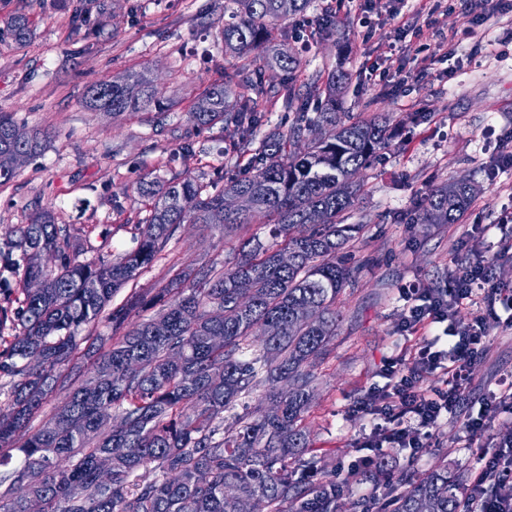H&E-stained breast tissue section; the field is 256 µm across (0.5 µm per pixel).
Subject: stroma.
Instances as JSON below:
<instances>
[{
    "label": "stroma",
    "mask_w": 512,
    "mask_h": 512,
    "mask_svg": "<svg viewBox=\"0 0 512 512\" xmlns=\"http://www.w3.org/2000/svg\"><path fill=\"white\" fill-rule=\"evenodd\" d=\"M485 8L491 18L473 38L464 34L460 10L430 15L419 0H399L408 29L401 42L393 39L384 5L370 10L363 0H312L304 15L281 24L278 41L300 58L302 78L345 70L344 111L357 118L389 113L402 131L361 172L362 195L349 218L364 225L344 249L354 278L337 300L341 323L317 367L318 386L303 420L321 472L363 456L356 441L371 421L352 409L370 388L384 385V359L416 342L399 331L400 288L415 280L442 287L458 266L480 255L492 257L498 281L512 286V253L500 250L512 239V223L501 221L512 198V167L493 164L512 151V12L499 14L497 0ZM20 15L31 26L22 45L9 34ZM223 25L224 0H0V113L44 135L41 151L0 186V241L48 212L56 223L80 225L79 260L112 257L136 246L144 178L173 180L188 170L207 183L238 172L245 160L229 151L231 134L187 121L199 95L235 62L224 53ZM444 39L454 44V56L443 57ZM372 57L393 74L389 85L369 79ZM253 67L269 91L255 130L261 138L287 129L293 114L280 92L287 74L260 53ZM146 68L167 105L163 126L144 123L138 113L114 118L87 107L93 85ZM459 180L478 187L461 220L413 223L428 189ZM253 236L267 239L266 225L221 233L184 224L138 283H151L174 264L223 261ZM462 240L469 249H459ZM510 373L512 330L497 328L474 365L462 413L478 414ZM439 442L412 462L399 448L387 449L386 458L402 473L421 475L443 464L464 477L475 470L476 448L457 419L443 425Z\"/></svg>",
    "instance_id": "obj_1"
}]
</instances>
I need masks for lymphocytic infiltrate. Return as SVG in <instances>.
Wrapping results in <instances>:
<instances>
[{
	"instance_id": "obj_1",
	"label": "lymphocytic infiltrate",
	"mask_w": 512,
	"mask_h": 512,
	"mask_svg": "<svg viewBox=\"0 0 512 512\" xmlns=\"http://www.w3.org/2000/svg\"><path fill=\"white\" fill-rule=\"evenodd\" d=\"M494 262L479 257L458 267L442 288L413 284L400 289L405 303L402 332L421 333L409 355L387 358L385 384L370 389L354 411L371 417L373 426L358 440L365 454L339 477L338 488L356 484L359 474L376 468L388 448H405L411 455L438 447V433L466 399L472 367L481 353L490 327L512 328V289L498 284ZM470 304L476 314L470 322L457 321L455 312ZM440 377L438 386L423 388L426 375ZM471 442L480 443L488 424L482 417H464ZM495 493H487V482ZM468 512H512V453L483 448L479 466L463 488Z\"/></svg>"
}]
</instances>
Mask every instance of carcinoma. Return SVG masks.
<instances>
[{"mask_svg": "<svg viewBox=\"0 0 512 512\" xmlns=\"http://www.w3.org/2000/svg\"><path fill=\"white\" fill-rule=\"evenodd\" d=\"M310 3L228 0L225 50L251 56ZM272 60L288 73L291 126L253 147L260 115L249 92L264 88L245 65L224 71L189 120L234 128V149L251 154L248 169L210 185L188 171L141 182L151 204L134 250L80 262L76 228L49 213L16 227L10 247L0 249V327L18 330L0 348V377L14 380L12 400L0 406V467H7L0 484L25 486L22 496L0 494V512H27L32 498L43 512H241L256 499L266 512H338L336 476L295 478L297 469L316 470L301 422L315 367L340 323L337 297L352 278L342 249L362 225L344 220L361 191L358 175L389 144L390 118L353 120L338 111L344 72L331 73L323 88L313 79L300 94L299 58L279 49ZM86 104L113 116L146 112L156 125L166 118L160 88L144 71L92 86ZM41 148L40 133L0 113V185ZM473 195L459 181L430 189L417 223L454 224ZM185 223L267 224L277 242L247 239L220 265L170 267L139 287L143 270ZM127 285L130 295L112 306ZM148 303L160 310L143 317ZM213 336L224 344L213 345ZM82 342L93 358L85 380L69 369ZM263 381L271 385L267 404L225 425L224 412ZM62 392L41 428L28 432L46 398ZM103 458L109 486L100 482ZM151 464L160 477L137 475ZM459 487L448 467L435 468L404 481L392 512H460Z\"/></svg>", "mask_w": 512, "mask_h": 512, "instance_id": "carcinoma-1", "label": "carcinoma"}]
</instances>
